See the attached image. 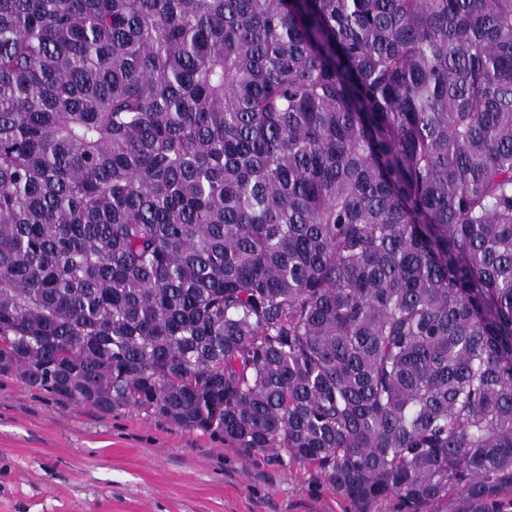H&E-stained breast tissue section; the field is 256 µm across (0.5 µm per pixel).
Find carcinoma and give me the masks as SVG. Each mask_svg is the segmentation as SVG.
Here are the masks:
<instances>
[{
    "instance_id": "carcinoma-1",
    "label": "carcinoma",
    "mask_w": 512,
    "mask_h": 512,
    "mask_svg": "<svg viewBox=\"0 0 512 512\" xmlns=\"http://www.w3.org/2000/svg\"><path fill=\"white\" fill-rule=\"evenodd\" d=\"M3 358L512 508V0H0Z\"/></svg>"
}]
</instances>
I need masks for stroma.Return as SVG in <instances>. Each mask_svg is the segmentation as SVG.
I'll use <instances>...</instances> for the list:
<instances>
[{
  "label": "stroma",
  "mask_w": 512,
  "mask_h": 512,
  "mask_svg": "<svg viewBox=\"0 0 512 512\" xmlns=\"http://www.w3.org/2000/svg\"><path fill=\"white\" fill-rule=\"evenodd\" d=\"M0 512H354L308 468L0 373Z\"/></svg>",
  "instance_id": "35a3bbf8"
}]
</instances>
